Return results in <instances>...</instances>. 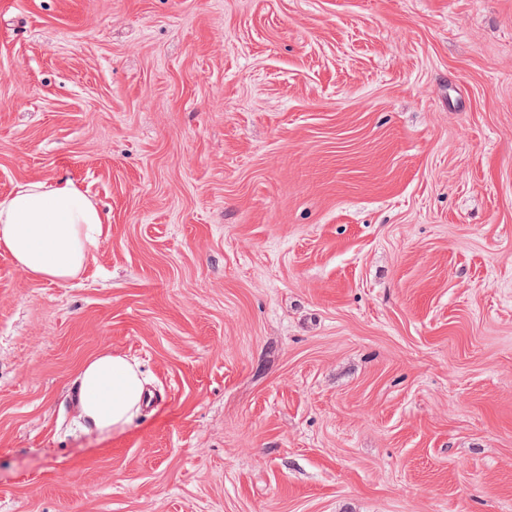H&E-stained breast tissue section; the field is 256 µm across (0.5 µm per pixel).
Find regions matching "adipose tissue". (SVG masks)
I'll return each mask as SVG.
<instances>
[{
  "label": "adipose tissue",
  "instance_id": "1",
  "mask_svg": "<svg viewBox=\"0 0 512 512\" xmlns=\"http://www.w3.org/2000/svg\"><path fill=\"white\" fill-rule=\"evenodd\" d=\"M103 222L71 179L24 181L0 200V250L27 276L64 286L83 272ZM148 398L145 377L124 356L100 352L79 374L78 417L99 436L123 433Z\"/></svg>",
  "mask_w": 512,
  "mask_h": 512
}]
</instances>
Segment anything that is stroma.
I'll return each instance as SVG.
<instances>
[{
    "label": "stroma",
    "instance_id": "35a3bbf8",
    "mask_svg": "<svg viewBox=\"0 0 512 512\" xmlns=\"http://www.w3.org/2000/svg\"><path fill=\"white\" fill-rule=\"evenodd\" d=\"M58 177L106 224L0 251V512H512V0H0V199ZM78 380V418L87 430L105 438L123 433L149 398L147 380L137 365L109 351L88 360Z\"/></svg>",
    "mask_w": 512,
    "mask_h": 512
}]
</instances>
